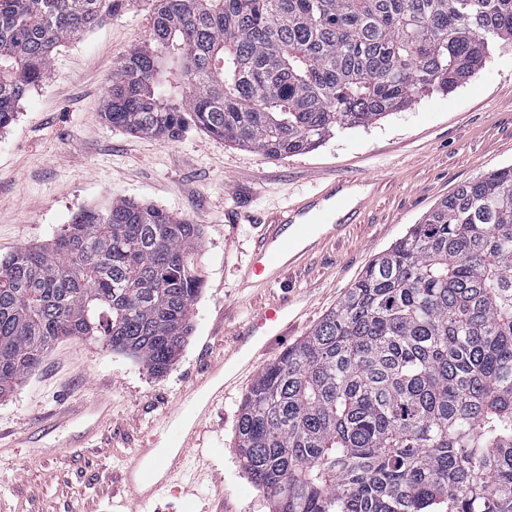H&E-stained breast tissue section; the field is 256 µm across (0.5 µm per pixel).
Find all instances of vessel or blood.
<instances>
[{"label": "vessel or blood", "mask_w": 512, "mask_h": 512, "mask_svg": "<svg viewBox=\"0 0 512 512\" xmlns=\"http://www.w3.org/2000/svg\"><path fill=\"white\" fill-rule=\"evenodd\" d=\"M365 206L362 199L350 203L332 184L289 206L282 215L265 223L244 276L246 286L266 288L279 283L288 272L301 267L310 254L319 250L327 237L353 223ZM289 318L288 305L284 302L252 315L246 328L238 332L235 347L212 365L211 376L230 373L237 377L249 370L255 355L265 350L267 340L285 334ZM209 410L206 404L193 405L196 422L189 426L177 424L171 415L160 422L161 431L172 436V452L158 455L154 449L156 438L151 435L125 456L121 479L142 512H147L155 499L184 474L190 451L200 435L199 422ZM109 412V405L102 400L69 405L46 417L43 425L48 428L63 420L87 416L97 428L107 420Z\"/></svg>", "instance_id": "b4317fda"}]
</instances>
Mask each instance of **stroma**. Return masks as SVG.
<instances>
[{"mask_svg":"<svg viewBox=\"0 0 512 512\" xmlns=\"http://www.w3.org/2000/svg\"><path fill=\"white\" fill-rule=\"evenodd\" d=\"M151 32L144 0L60 47L49 75L0 130V260L50 241L81 210L127 198L202 226L195 263L203 288L192 333L162 376L94 338L68 339L0 400V512H129L119 479L139 438L178 408L205 377L207 359L231 350L255 308L287 300L296 316L253 370L214 402L205 423L196 493L168 490L150 512H198L200 497L233 512H271L243 470L236 448L241 402L259 369L276 362L335 308L376 257L458 186L512 165V44L496 46L485 67L449 93L417 99L368 127L345 129L310 152L267 159L198 130L164 143L112 127L102 105L115 63ZM380 179L357 223L329 238L307 263L258 293L241 288L263 223L318 187L345 178ZM98 396L111 420L84 451L69 430L37 444L27 434L45 414Z\"/></svg>","mask_w":512,"mask_h":512,"instance_id":"obj_1","label":"stroma"}]
</instances>
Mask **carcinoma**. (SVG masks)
I'll return each instance as SVG.
<instances>
[{"label": "carcinoma", "instance_id": "1", "mask_svg": "<svg viewBox=\"0 0 512 512\" xmlns=\"http://www.w3.org/2000/svg\"><path fill=\"white\" fill-rule=\"evenodd\" d=\"M131 0H0V129L54 51ZM104 118L267 159L451 92L512 43V0H149ZM201 225L85 209L0 263V399L64 339L161 376L191 333ZM272 512H512V165L460 185L257 376L236 427Z\"/></svg>", "mask_w": 512, "mask_h": 512}]
</instances>
